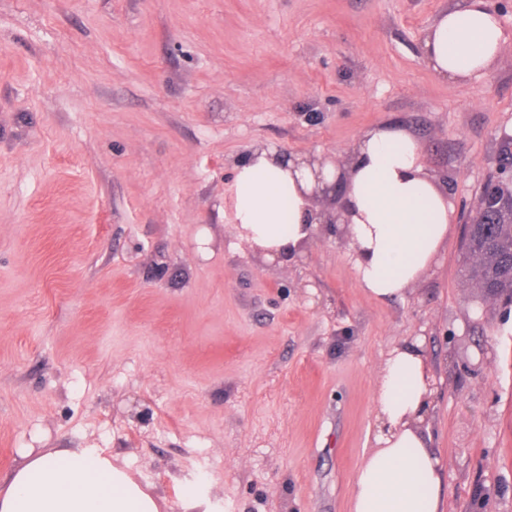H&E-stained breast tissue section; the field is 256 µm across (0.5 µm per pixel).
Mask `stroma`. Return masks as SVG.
<instances>
[{
    "instance_id": "1",
    "label": "stroma",
    "mask_w": 512,
    "mask_h": 512,
    "mask_svg": "<svg viewBox=\"0 0 512 512\" xmlns=\"http://www.w3.org/2000/svg\"><path fill=\"white\" fill-rule=\"evenodd\" d=\"M466 0H0V488L26 448H96L186 512H351L377 373L420 339L447 512H512V309L461 272L465 221L512 137L506 45L481 81L426 65ZM403 124L455 208L401 297L348 240L275 265L229 247L236 157L345 162Z\"/></svg>"
}]
</instances>
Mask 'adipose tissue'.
Masks as SVG:
<instances>
[{
	"mask_svg": "<svg viewBox=\"0 0 512 512\" xmlns=\"http://www.w3.org/2000/svg\"><path fill=\"white\" fill-rule=\"evenodd\" d=\"M506 42L489 0H467L426 30L428 67L451 79L487 76ZM343 188L354 267L371 298L400 297L437 261L455 208L446 185L427 168L419 140L388 122L365 130L348 161L315 179L306 157L273 147L235 161L224 198L236 243L263 259H295L324 220L315 186ZM434 374L419 342L392 348L375 400L379 430L351 486V512H445V465L427 417ZM0 512H160L157 498L95 448L27 449L0 491Z\"/></svg>",
	"mask_w": 512,
	"mask_h": 512,
	"instance_id": "1",
	"label": "adipose tissue"
}]
</instances>
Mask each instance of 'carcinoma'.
<instances>
[{
  "instance_id": "obj_1",
  "label": "carcinoma",
  "mask_w": 512,
  "mask_h": 512,
  "mask_svg": "<svg viewBox=\"0 0 512 512\" xmlns=\"http://www.w3.org/2000/svg\"><path fill=\"white\" fill-rule=\"evenodd\" d=\"M463 275L472 282L512 291V207L496 202L467 238Z\"/></svg>"
}]
</instances>
